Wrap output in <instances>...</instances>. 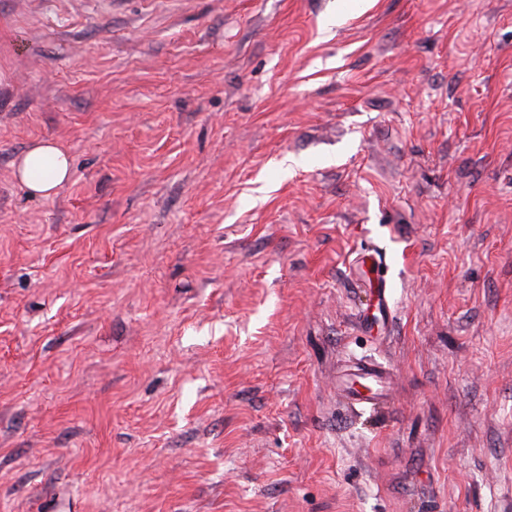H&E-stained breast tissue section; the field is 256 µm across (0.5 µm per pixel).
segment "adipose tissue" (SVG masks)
<instances>
[{"label": "adipose tissue", "instance_id": "ef3b65f1", "mask_svg": "<svg viewBox=\"0 0 512 512\" xmlns=\"http://www.w3.org/2000/svg\"><path fill=\"white\" fill-rule=\"evenodd\" d=\"M68 154L54 141L43 140L30 147L16 165V175L31 191L52 196L70 176Z\"/></svg>", "mask_w": 512, "mask_h": 512}]
</instances>
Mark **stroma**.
I'll list each match as a JSON object with an SVG mask.
<instances>
[{"label": "stroma", "instance_id": "1", "mask_svg": "<svg viewBox=\"0 0 512 512\" xmlns=\"http://www.w3.org/2000/svg\"><path fill=\"white\" fill-rule=\"evenodd\" d=\"M0 512H512V0H0ZM69 155L54 141L43 140L30 147L16 165V176L31 191L50 197L69 180ZM362 371L367 375V379L375 382V388L362 393L357 389L345 385L343 381V392L346 397L352 403L364 407H379L383 405L387 398V389L384 386L386 371L378 365H368L365 369H362Z\"/></svg>", "mask_w": 512, "mask_h": 512}]
</instances>
